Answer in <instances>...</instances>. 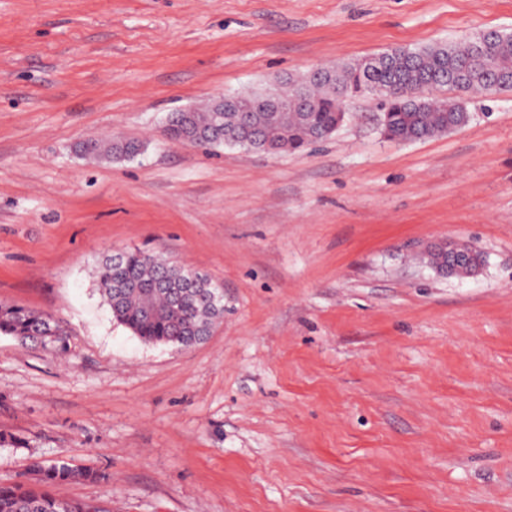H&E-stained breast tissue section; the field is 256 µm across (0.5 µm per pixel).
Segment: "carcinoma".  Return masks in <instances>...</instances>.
<instances>
[{"instance_id":"obj_1","label":"carcinoma","mask_w":512,"mask_h":512,"mask_svg":"<svg viewBox=\"0 0 512 512\" xmlns=\"http://www.w3.org/2000/svg\"><path fill=\"white\" fill-rule=\"evenodd\" d=\"M474 35L455 43L423 47L395 46L388 62L371 78L362 61L324 66L286 79L288 90H253L237 104L170 113L167 136L205 150L238 146L262 151L283 147L297 151L334 134L348 118L349 103L369 94L380 100L379 124L389 140L432 138L467 125L471 114L463 97L473 93L512 91V36L490 35L476 46ZM459 93L453 100L429 96L434 89ZM285 103L288 109L273 106ZM142 146L135 139L89 138L78 151L90 159L130 158ZM445 243L428 252L429 263L445 271ZM468 262L454 268L459 277L471 275L483 262L468 248ZM101 296L113 319L145 343L192 348L211 335L224 318V291L205 272L188 269L137 248L103 256L97 268ZM0 334L22 343L61 350L66 332L51 315L16 304L0 303ZM111 478L105 470L77 469L65 459L34 461L28 477L0 484V512H102L87 503L63 500L51 488L72 481Z\"/></svg>"}]
</instances>
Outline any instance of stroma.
I'll return each instance as SVG.
<instances>
[{"label":"stroma","instance_id":"obj_1","mask_svg":"<svg viewBox=\"0 0 512 512\" xmlns=\"http://www.w3.org/2000/svg\"><path fill=\"white\" fill-rule=\"evenodd\" d=\"M512 34V0H0V483L34 459L106 512H512V91L389 141L380 105L301 152L168 139L169 113L388 48ZM137 157L92 162L87 138ZM483 256L432 268L436 245ZM128 247L209 274L224 320L148 344L103 302ZM142 146L138 140L124 138H89L78 145L81 155L97 161L130 158L139 153ZM0 334L56 350L63 349L66 343V332L51 315L16 304L0 303Z\"/></svg>","mask_w":512,"mask_h":512}]
</instances>
